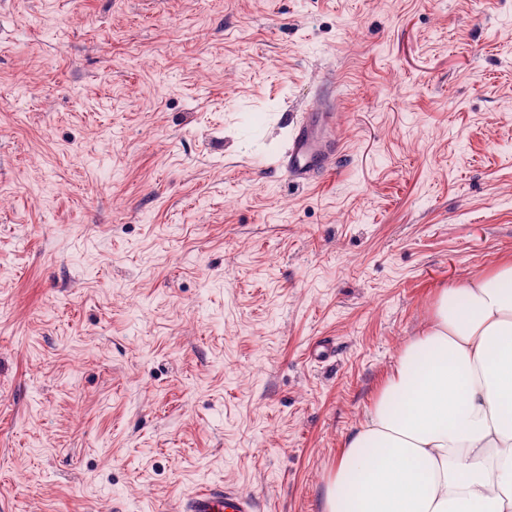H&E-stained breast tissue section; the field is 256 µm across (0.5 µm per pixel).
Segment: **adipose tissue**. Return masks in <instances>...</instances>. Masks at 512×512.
Masks as SVG:
<instances>
[{
	"instance_id": "obj_1",
	"label": "adipose tissue",
	"mask_w": 512,
	"mask_h": 512,
	"mask_svg": "<svg viewBox=\"0 0 512 512\" xmlns=\"http://www.w3.org/2000/svg\"><path fill=\"white\" fill-rule=\"evenodd\" d=\"M323 512H512V262L441 290L346 438Z\"/></svg>"
}]
</instances>
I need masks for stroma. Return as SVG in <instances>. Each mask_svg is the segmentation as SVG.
Returning <instances> with one entry per match:
<instances>
[{
	"mask_svg": "<svg viewBox=\"0 0 512 512\" xmlns=\"http://www.w3.org/2000/svg\"><path fill=\"white\" fill-rule=\"evenodd\" d=\"M507 259L512 0H0V512H322L439 289ZM330 105L317 109L318 123L303 121L292 132L288 151L278 161V165L288 175L291 184L299 187L312 181L317 168L328 169L331 157L323 151L320 134L336 131V114L329 112ZM254 502L229 489L210 488L189 497L182 512H254Z\"/></svg>",
	"mask_w": 512,
	"mask_h": 512,
	"instance_id": "stroma-1",
	"label": "stroma"
}]
</instances>
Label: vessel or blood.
<instances>
[{"instance_id": "1", "label": "vessel or blood", "mask_w": 512, "mask_h": 512, "mask_svg": "<svg viewBox=\"0 0 512 512\" xmlns=\"http://www.w3.org/2000/svg\"><path fill=\"white\" fill-rule=\"evenodd\" d=\"M336 115L328 108L317 111L316 120L297 125L291 135L290 145L278 161L291 184L302 186L311 182L316 169L327 168L331 158L323 151L321 132H334ZM254 502L234 491L210 488L195 493L183 504L181 512H253Z\"/></svg>"}]
</instances>
